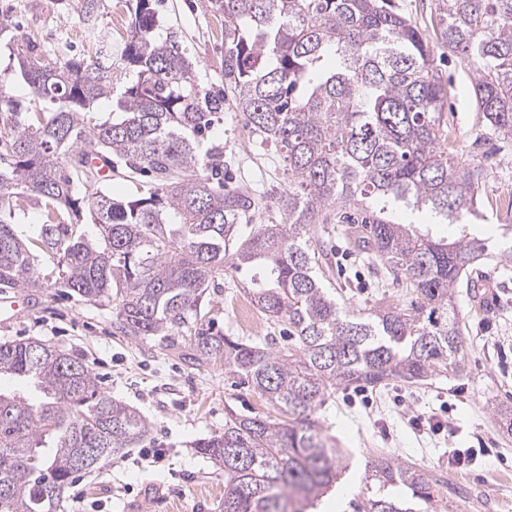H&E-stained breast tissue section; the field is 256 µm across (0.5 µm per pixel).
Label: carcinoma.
Returning a JSON list of instances; mask_svg holds the SVG:
<instances>
[{
    "mask_svg": "<svg viewBox=\"0 0 512 512\" xmlns=\"http://www.w3.org/2000/svg\"><path fill=\"white\" fill-rule=\"evenodd\" d=\"M133 2L126 34L114 38L98 31L104 0H76L94 45L86 62L49 63L36 40L0 25L15 60L0 72V289L108 300L122 335L158 336L197 365L224 361L288 421L230 409L223 432L195 441L224 468L222 512H302L342 474L314 418L329 391L464 369L456 290L488 246L437 237L392 210L459 223L480 212L487 170L444 129L433 49L392 0H216L224 86L288 171L280 220L241 238L254 200L224 190V145L200 147L224 98L197 87L174 41L155 39L152 0ZM437 25L473 72L480 137L512 145V0H446ZM16 81L29 97L9 95ZM114 170L134 196L106 190ZM142 173L153 177L147 189ZM31 205L43 222L26 236L15 212ZM351 209L363 214L357 247L413 289L412 307L355 317L324 287L313 225L348 224ZM226 266L250 273L251 302L288 323L296 348L236 342L204 325ZM1 376L30 382L40 398L0 391V512H65L76 474L149 431L84 359L39 340L0 341ZM492 412L512 435V405ZM366 490V512H436L440 496L427 470L390 457L368 465Z\"/></svg>",
    "mask_w": 512,
    "mask_h": 512,
    "instance_id": "cac0c4a2",
    "label": "carcinoma"
}]
</instances>
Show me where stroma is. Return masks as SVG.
<instances>
[{
    "instance_id": "obj_1",
    "label": "stroma",
    "mask_w": 512,
    "mask_h": 512,
    "mask_svg": "<svg viewBox=\"0 0 512 512\" xmlns=\"http://www.w3.org/2000/svg\"><path fill=\"white\" fill-rule=\"evenodd\" d=\"M424 37L432 39L438 74L448 89L442 119L452 127L462 151L477 155L488 168L486 195L498 198L512 190V151L494 153L478 143L472 97L473 74L435 41L441 0H393ZM157 39L174 38L190 60L199 88L224 86V18L214 0H155ZM33 37L46 58L62 42L70 55L82 59L92 45L75 9L61 0H0V24ZM224 146V183L254 197L250 227L267 223L274 201L288 182L282 157L260 143L232 104L216 114L208 134ZM504 211L484 206L467 229L470 236L489 239V254L469 270L470 287L459 289L457 311L466 342L464 369L444 372L420 383L392 381L378 388L352 384L336 389L315 415L323 436L339 448L347 476L362 477L368 462L388 456L431 472L440 481L438 512H461L464 500L476 501L474 512H512V436L502 435L492 406L512 403V269L499 259ZM328 258L323 282L351 314L377 305L405 307L413 300L382 272L379 262L353 247L343 226L318 227ZM248 273L218 275L219 289L210 303L216 329L234 338H274L293 346L287 326L259 315L254 329L243 328L238 303L247 301ZM490 285L497 296L492 309L478 313L471 304L474 288ZM31 337L84 358L113 399L137 408L150 430L136 447L114 455L102 469L80 474L66 491V512H221L224 470L203 458L196 439L223 431L224 411L269 413L252 390L235 382L223 362L191 366L179 350L158 339H132L117 330L111 303L85 304L67 290L33 293L22 316L0 315V341ZM431 426H414L417 416ZM475 448V464L458 468L448 462L449 447ZM161 461H154V453Z\"/></svg>"
}]
</instances>
